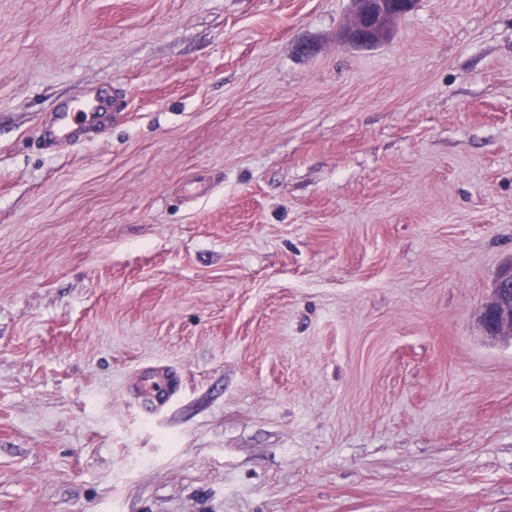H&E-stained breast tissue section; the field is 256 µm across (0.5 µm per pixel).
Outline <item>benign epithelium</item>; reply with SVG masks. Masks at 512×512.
I'll use <instances>...</instances> for the list:
<instances>
[{"mask_svg": "<svg viewBox=\"0 0 512 512\" xmlns=\"http://www.w3.org/2000/svg\"><path fill=\"white\" fill-rule=\"evenodd\" d=\"M414 0H351V9L342 31L345 41L373 47L390 40L398 18L409 11ZM512 262L498 272L492 298L481 312V324L491 337H512Z\"/></svg>", "mask_w": 512, "mask_h": 512, "instance_id": "1", "label": "benign epithelium"}]
</instances>
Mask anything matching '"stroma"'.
Returning a JSON list of instances; mask_svg holds the SVG:
<instances>
[{"instance_id": "1", "label": "stroma", "mask_w": 512, "mask_h": 512, "mask_svg": "<svg viewBox=\"0 0 512 512\" xmlns=\"http://www.w3.org/2000/svg\"><path fill=\"white\" fill-rule=\"evenodd\" d=\"M350 7L0 0V512H512V0ZM414 0H351L342 31L345 41L373 47L390 40L398 18L409 11ZM84 111H72V112H61L58 117L59 131L58 134L51 132L50 140L55 141L58 137L72 138L76 136L79 128L83 126L85 122ZM505 289L512 291V262L498 272L492 298L481 312V324L491 337L510 336L512 338V298H505ZM144 384V403L150 412L164 405L175 389L174 381L164 375L148 376Z\"/></svg>"}]
</instances>
